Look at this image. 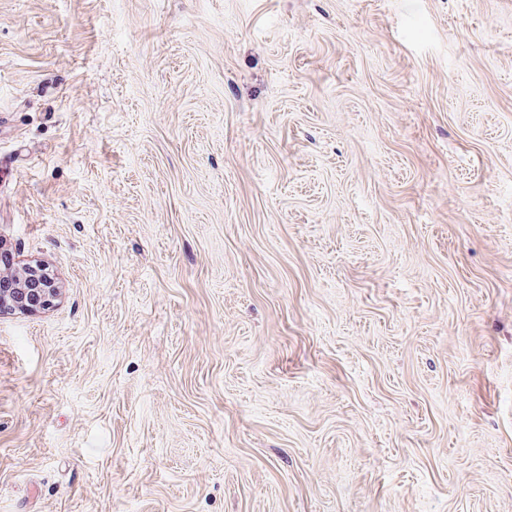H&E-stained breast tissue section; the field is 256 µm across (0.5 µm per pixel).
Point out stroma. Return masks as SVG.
<instances>
[{"label":"stroma","instance_id":"1","mask_svg":"<svg viewBox=\"0 0 512 512\" xmlns=\"http://www.w3.org/2000/svg\"><path fill=\"white\" fill-rule=\"evenodd\" d=\"M0 512H512V0H0ZM15 280L16 288L6 294L0 292V312H32L53 306L59 291L48 267L41 263L24 265Z\"/></svg>","mask_w":512,"mask_h":512}]
</instances>
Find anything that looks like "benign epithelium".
<instances>
[{"instance_id":"obj_1","label":"benign epithelium","mask_w":512,"mask_h":512,"mask_svg":"<svg viewBox=\"0 0 512 512\" xmlns=\"http://www.w3.org/2000/svg\"><path fill=\"white\" fill-rule=\"evenodd\" d=\"M16 282V288L5 294L0 292V312H32L53 306L58 295V286L45 265L37 263L23 266Z\"/></svg>"}]
</instances>
